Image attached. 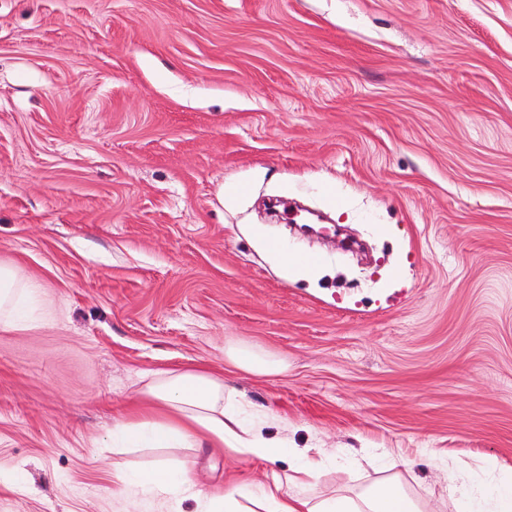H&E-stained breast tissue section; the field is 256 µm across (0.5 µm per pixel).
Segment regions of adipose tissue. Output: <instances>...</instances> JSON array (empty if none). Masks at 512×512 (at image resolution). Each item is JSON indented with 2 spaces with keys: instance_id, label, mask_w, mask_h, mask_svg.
Segmentation results:
<instances>
[{
  "instance_id": "1",
  "label": "adipose tissue",
  "mask_w": 512,
  "mask_h": 512,
  "mask_svg": "<svg viewBox=\"0 0 512 512\" xmlns=\"http://www.w3.org/2000/svg\"><path fill=\"white\" fill-rule=\"evenodd\" d=\"M40 283L17 264L0 261V326L28 327L35 320ZM144 395L160 417H142L116 424L113 436L133 439L148 448L209 447L268 458L279 444L248 425L235 406L236 394L222 379L201 369L167 371L153 375ZM304 464L288 478L291 491L269 490L259 506L262 512H425L421 497L410 489L412 467L358 488L352 494L320 496L308 492L319 463L311 449H302ZM448 496L458 512H512V476L493 472L472 478L448 476Z\"/></svg>"
}]
</instances>
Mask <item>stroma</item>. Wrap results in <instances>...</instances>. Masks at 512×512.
Wrapping results in <instances>:
<instances>
[{
    "label": "stroma",
    "instance_id": "obj_1",
    "mask_svg": "<svg viewBox=\"0 0 512 512\" xmlns=\"http://www.w3.org/2000/svg\"><path fill=\"white\" fill-rule=\"evenodd\" d=\"M0 259L46 302L0 327V512H161L125 461L258 501L311 445L317 492L375 479L334 464L365 448L455 512L448 463L512 473V0H0ZM197 366L278 457L112 451L148 376ZM298 213L297 219L291 224L294 232L299 235L311 237H326L330 234L343 236L345 250L350 253H365V244L350 235L343 233L341 226L338 224H329L327 220L321 218L317 214L307 211L304 207L296 206ZM311 225V226H305ZM231 357L245 370L259 374H270L279 370L273 362L265 361L247 349H236Z\"/></svg>",
    "mask_w": 512,
    "mask_h": 512
}]
</instances>
